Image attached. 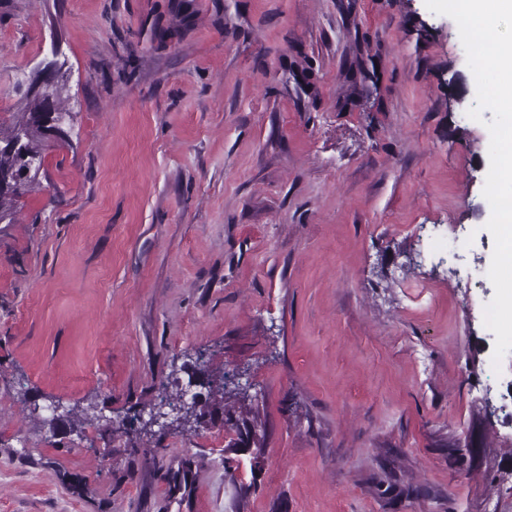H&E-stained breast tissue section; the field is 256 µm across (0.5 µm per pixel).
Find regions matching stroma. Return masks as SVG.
Wrapping results in <instances>:
<instances>
[{"label":"stroma","instance_id":"35a3bbf8","mask_svg":"<svg viewBox=\"0 0 512 512\" xmlns=\"http://www.w3.org/2000/svg\"><path fill=\"white\" fill-rule=\"evenodd\" d=\"M53 41L74 129L0 224V512H512L493 114L456 22L0 0V122ZM235 370L247 399L205 387ZM161 391L201 421L128 433Z\"/></svg>","mask_w":512,"mask_h":512}]
</instances>
